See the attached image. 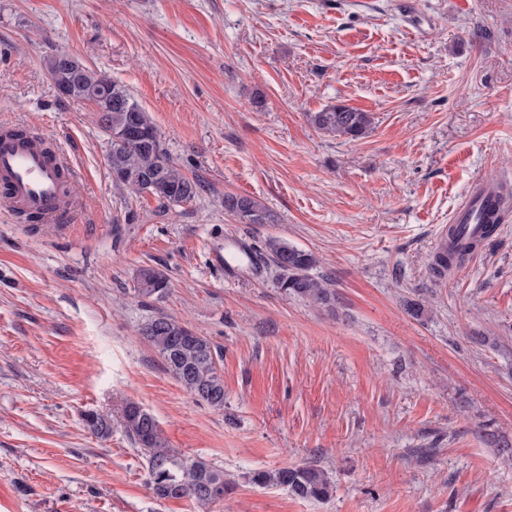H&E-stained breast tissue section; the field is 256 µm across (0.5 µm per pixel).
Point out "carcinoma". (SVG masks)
Returning <instances> with one entry per match:
<instances>
[{"label": "carcinoma", "mask_w": 512, "mask_h": 512, "mask_svg": "<svg viewBox=\"0 0 512 512\" xmlns=\"http://www.w3.org/2000/svg\"><path fill=\"white\" fill-rule=\"evenodd\" d=\"M47 70L60 94L95 106L99 126L108 135V164L117 185L148 194L163 205L188 202L200 193L201 183L186 177L172 162L148 113L125 86L63 54L52 57ZM306 118L322 134L353 141L364 137L374 121L371 113L344 103L308 112ZM224 211L241 224L277 223L276 215L263 202L249 196L224 194ZM498 227L494 214H488L485 237L470 242L457 236L455 227H449L448 235L441 238L432 255L431 269L440 274L463 265ZM267 256L278 270V288L314 307H336V291L325 280L310 275L318 263L314 253L272 237L265 243V252L251 254L255 265ZM168 291L169 279L163 271L153 267L138 271L135 292L139 296L158 300ZM142 335L187 392L212 408L224 407V380L217 368L219 354L209 338L164 315L149 319ZM121 424L146 460L147 484L156 498H188L211 504L224 500L231 490L233 481L224 477V469L168 447L156 418L141 406L126 404ZM82 425L95 438L106 440L112 435V419L97 411L84 412ZM251 481L285 488L301 500L323 501L334 489L329 472L316 461L258 470L252 473Z\"/></svg>", "instance_id": "1"}]
</instances>
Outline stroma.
<instances>
[{
  "label": "stroma",
  "mask_w": 512,
  "mask_h": 512,
  "mask_svg": "<svg viewBox=\"0 0 512 512\" xmlns=\"http://www.w3.org/2000/svg\"><path fill=\"white\" fill-rule=\"evenodd\" d=\"M65 54L124 85L205 188L164 206L116 186ZM373 113L356 141L306 115ZM70 161L78 209L0 204V512H512V219L444 278L431 256L476 181L512 184V0H0V129ZM228 193L274 224H241ZM279 237L313 252L335 311L272 264L226 277L210 250ZM167 275L160 300L140 268ZM424 305L421 317L406 301ZM164 314L221 351L224 407L196 402L140 329ZM223 468V501L153 497L118 419ZM112 417L102 441L82 415ZM318 461L325 501L249 475ZM224 211L241 224H274L276 215L260 200L228 193L224 196ZM134 290L144 298L162 299L169 291V279L157 268L143 267L138 271Z\"/></svg>",
  "instance_id": "stroma-1"
}]
</instances>
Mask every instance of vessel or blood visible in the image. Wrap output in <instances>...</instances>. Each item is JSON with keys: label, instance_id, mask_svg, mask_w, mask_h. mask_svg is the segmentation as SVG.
<instances>
[{"label": "vessel or blood", "instance_id": "vessel-or-blood-1", "mask_svg": "<svg viewBox=\"0 0 512 512\" xmlns=\"http://www.w3.org/2000/svg\"><path fill=\"white\" fill-rule=\"evenodd\" d=\"M64 155L48 156L36 138L0 136V202L7 208L57 222L71 215L74 205L62 188ZM501 187L483 181L475 183L452 217L465 239L484 235L482 221L490 209L506 207Z\"/></svg>", "mask_w": 512, "mask_h": 512}]
</instances>
